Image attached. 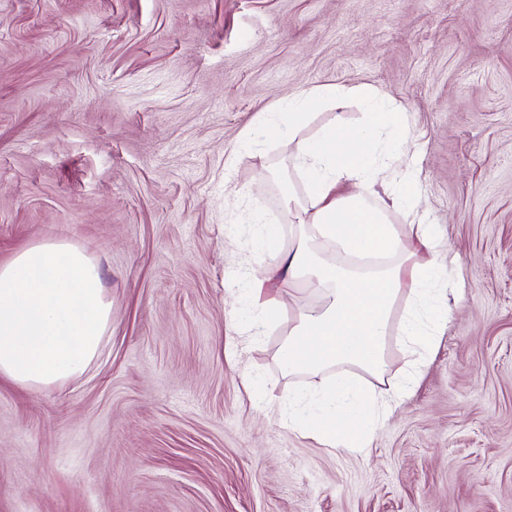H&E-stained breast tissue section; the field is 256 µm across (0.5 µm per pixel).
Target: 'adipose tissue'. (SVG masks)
Here are the masks:
<instances>
[{
	"mask_svg": "<svg viewBox=\"0 0 512 512\" xmlns=\"http://www.w3.org/2000/svg\"><path fill=\"white\" fill-rule=\"evenodd\" d=\"M349 97L373 102L377 94L362 87L313 86L291 102L287 122L277 123L271 112L261 119V132L287 136L296 144L305 192L283 198L293 223L308 225L326 247L390 258L375 274L341 281L335 266L318 258L306 240L280 248L278 226L263 225L260 251L268 261L245 286L256 324H273L284 295L298 285L313 281L323 290L318 307L294 318L281 349L280 362L291 373L351 365L378 374L389 336H398L405 349L429 351L436 329L459 301L452 291L438 304L426 305L431 281L414 256L421 249L436 251L437 242L422 227L404 235L390 222L394 208L416 199L418 179L405 175L386 190L373 147L386 132L396 151L406 148L409 130L403 113L373 108L361 126L331 125L314 139L299 138L305 110L333 107ZM344 142L354 143L355 151L341 150ZM345 182L358 184V192L341 193ZM401 299L406 311L397 323L393 310ZM111 324L112 302L101 272L80 248L63 241L37 242L0 264V379L39 388L81 376L100 355ZM380 399L379 392L361 386L353 375L340 374L317 392L298 427L328 447L365 450L382 420Z\"/></svg>",
	"mask_w": 512,
	"mask_h": 512,
	"instance_id": "obj_1",
	"label": "adipose tissue"
}]
</instances>
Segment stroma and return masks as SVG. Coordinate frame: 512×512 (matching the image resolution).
I'll use <instances>...</instances> for the list:
<instances>
[{"instance_id": "1", "label": "stroma", "mask_w": 512, "mask_h": 512, "mask_svg": "<svg viewBox=\"0 0 512 512\" xmlns=\"http://www.w3.org/2000/svg\"><path fill=\"white\" fill-rule=\"evenodd\" d=\"M406 112L419 254L461 302L368 450L283 421L287 324L239 334L258 222L303 185L245 144L312 85ZM84 249L112 301L88 373L0 382V512H512V0H0V263ZM457 264H449V254Z\"/></svg>"}]
</instances>
